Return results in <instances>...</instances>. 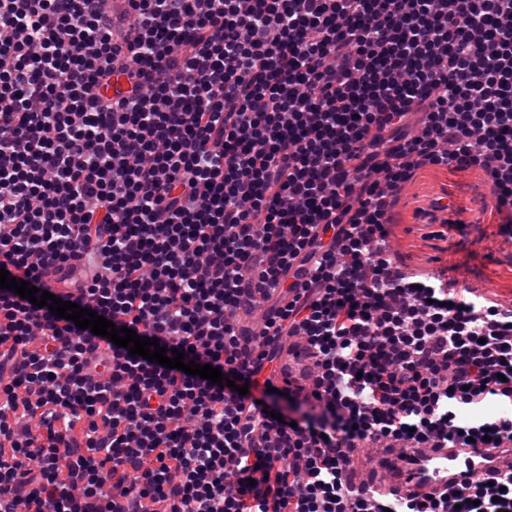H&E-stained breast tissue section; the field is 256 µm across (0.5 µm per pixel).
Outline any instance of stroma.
<instances>
[{"label":"stroma","mask_w":512,"mask_h":512,"mask_svg":"<svg viewBox=\"0 0 512 512\" xmlns=\"http://www.w3.org/2000/svg\"><path fill=\"white\" fill-rule=\"evenodd\" d=\"M447 199L448 211L434 210ZM490 185L467 171L426 169L405 186L388 250L402 255L410 273L444 274L459 288L512 304V236L502 215L487 208Z\"/></svg>","instance_id":"1"}]
</instances>
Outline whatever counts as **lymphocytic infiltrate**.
<instances>
[{
    "label": "lymphocytic infiltrate",
    "instance_id": "lymphocytic-infiltrate-1",
    "mask_svg": "<svg viewBox=\"0 0 512 512\" xmlns=\"http://www.w3.org/2000/svg\"><path fill=\"white\" fill-rule=\"evenodd\" d=\"M430 166L512 208V0H0V268L233 382L0 288V512H512L349 475L512 443V308L380 246ZM289 339L293 425L238 392Z\"/></svg>",
    "mask_w": 512,
    "mask_h": 512
}]
</instances>
